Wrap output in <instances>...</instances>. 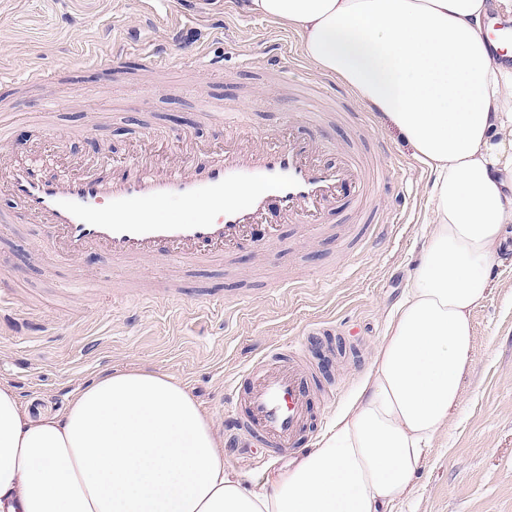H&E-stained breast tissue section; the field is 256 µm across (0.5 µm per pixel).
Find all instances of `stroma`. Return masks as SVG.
<instances>
[{
    "mask_svg": "<svg viewBox=\"0 0 512 512\" xmlns=\"http://www.w3.org/2000/svg\"><path fill=\"white\" fill-rule=\"evenodd\" d=\"M141 0H0V63L14 83L0 86V122L9 142L0 152L27 156L44 123L64 136L50 142L68 161L93 154L118 159L139 148L145 128L163 137L190 132L196 165L211 162L220 136L203 115L246 112L262 136L294 123L319 126L336 153L358 146L345 85L305 55L299 36L278 21L247 14L239 0L211 8L205 39H168L162 20L143 17ZM123 38L153 44L161 69L138 55L108 70L86 67L88 52ZM223 47L224 75L212 79L191 57ZM253 57L241 64L240 55ZM50 70L41 87L23 82L31 67ZM380 147L374 192L402 223L376 241L363 216L339 211L328 232L308 243L299 226L283 225L276 249L232 253L216 265L123 269L103 254L68 264L33 244L35 224L0 223V289L12 301L0 311V382L32 413L63 412L77 386L120 369L159 370L192 394L216 425L224 423V390L248 387L247 370L272 344L297 343L309 332L365 350L357 361L333 359V407L316 408L321 423L304 439L315 447L371 363L406 279L421 259L430 220L433 177L400 133L371 116ZM491 288L472 313V364L459 407L433 443L425 467L392 512H512V248L488 270Z\"/></svg>",
    "mask_w": 512,
    "mask_h": 512,
    "instance_id": "1",
    "label": "stroma"
}]
</instances>
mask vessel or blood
Segmentation results:
<instances>
[{
    "label": "vessel or blood",
    "instance_id": "1",
    "mask_svg": "<svg viewBox=\"0 0 512 512\" xmlns=\"http://www.w3.org/2000/svg\"><path fill=\"white\" fill-rule=\"evenodd\" d=\"M229 138L204 168L178 160L158 171L132 158L86 175L32 153L0 167L12 202L0 221L39 225L38 248L64 261L99 250L118 264L206 265L276 245L282 223L303 225L308 241L318 240L344 184L359 190L367 181L352 152L326 163L333 146L315 130L259 139L242 121ZM243 185L254 193L227 196ZM316 372L303 344L266 349L248 371L249 391L224 401L230 444L250 455L301 449L315 405L336 393Z\"/></svg>",
    "mask_w": 512,
    "mask_h": 512
}]
</instances>
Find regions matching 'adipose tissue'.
Here are the masks:
<instances>
[{"instance_id":"adipose-tissue-1","label":"adipose tissue","mask_w":512,"mask_h":512,"mask_svg":"<svg viewBox=\"0 0 512 512\" xmlns=\"http://www.w3.org/2000/svg\"><path fill=\"white\" fill-rule=\"evenodd\" d=\"M486 0H243L379 112L433 174L422 260L363 383L317 448L251 482L213 419L163 373L114 371L32 417L0 383V506L10 512H389L460 402L471 313L512 223V72Z\"/></svg>"}]
</instances>
